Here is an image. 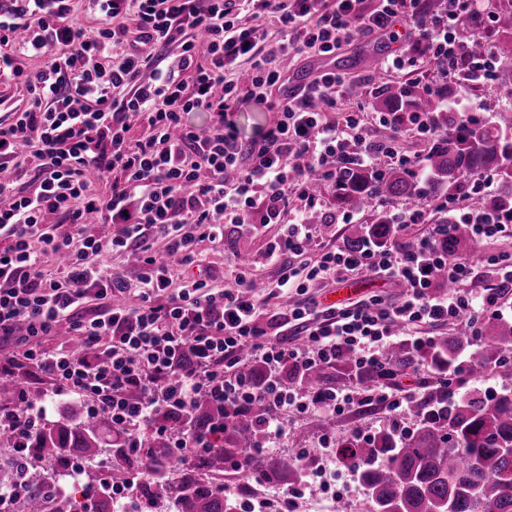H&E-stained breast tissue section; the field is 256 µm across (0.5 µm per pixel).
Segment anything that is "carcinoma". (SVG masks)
I'll use <instances>...</instances> for the list:
<instances>
[{
	"label": "carcinoma",
	"instance_id": "1",
	"mask_svg": "<svg viewBox=\"0 0 512 512\" xmlns=\"http://www.w3.org/2000/svg\"><path fill=\"white\" fill-rule=\"evenodd\" d=\"M498 35L494 43L497 55L507 65L499 72L497 84L512 83V9L502 11L497 20ZM376 109L382 112H436L442 102L423 94L415 86L386 84L376 98ZM425 166L430 195L439 197L457 189L464 176L494 170L508 192L489 198H478L475 204L484 209L512 210V114L500 113L495 124H484L466 134H450L428 145ZM418 182L405 168L392 167L378 179L368 170L347 174L337 188V205L365 210L373 198H395L417 195ZM368 234L387 241L393 234L386 214L373 216L371 226L355 228L347 240L354 248ZM470 228L466 224L453 227L446 242L452 254L470 244ZM467 336L460 330L441 337L435 347L418 353V359L451 364L455 361ZM512 352V326L489 321L484 326L478 350L471 354L468 369L478 376L489 368L512 379V362L500 361ZM410 360L403 345L391 349L385 375L394 367ZM17 381L0 376V408L15 407ZM223 418L203 387L195 399V409L181 418L183 428L204 432L209 424ZM112 431V420L105 414L87 416L69 412L62 419L40 425L32 433L28 446L32 462L10 467L0 484L19 481L27 488L17 512H48L49 503L59 499V512H112L111 496H100L93 510H88L87 495L57 497L48 488L54 470L63 468L73 458L85 462L106 459L112 480L121 482L136 464L167 469L170 463L169 441L152 432L141 436L149 449L148 459L131 456L118 442L106 440ZM265 439L262 431L229 429L213 446L200 453L195 462L182 470L179 478H150L143 496L147 503L165 501L172 512H229L224 495L213 476L224 473V465L258 447ZM342 455L359 463L358 479L366 490L363 512H512V396L485 398L477 392L461 397L448 410V421L419 426L407 437L394 431L381 430L370 441L353 439L341 445ZM267 482L298 481L302 472L293 458H282L262 466Z\"/></svg>",
	"mask_w": 512,
	"mask_h": 512
}]
</instances>
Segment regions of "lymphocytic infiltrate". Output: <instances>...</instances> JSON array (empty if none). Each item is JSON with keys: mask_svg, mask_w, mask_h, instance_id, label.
I'll return each instance as SVG.
<instances>
[{"mask_svg": "<svg viewBox=\"0 0 512 512\" xmlns=\"http://www.w3.org/2000/svg\"><path fill=\"white\" fill-rule=\"evenodd\" d=\"M490 0H445L437 15L423 0H89L98 23L77 24L76 0H9L0 6V72L23 79L27 104L0 121V172L29 165L35 190L0 179V374L32 366L74 396L91 415L107 414L130 453L146 456L139 436L159 430L174 458L190 462L214 435L157 428L159 412L191 413L200 388L223 407V427L263 407L267 443L287 436L285 413L333 418L373 404L390 414L399 436L413 431V386H381L385 351L395 343L411 353L433 346L435 329L462 326L480 341L485 321L504 317L512 291V253L486 251L495 274L489 287L467 288L470 265L443 245L453 225L471 228V244L485 248L512 224V211L474 206V197L499 190L494 171L471 176L466 194L434 200L423 195L408 211L389 213L397 228L427 225L426 233L353 249L325 245L305 214L325 207L346 168L383 173L401 166L424 175L419 159L398 153L395 138L412 133L425 142L450 129L433 112H381L391 138L364 137L365 114L334 119L351 81L326 70L297 88L286 83L285 62L303 54L332 56L356 33H393L405 26L409 44L387 58L389 71L436 63L423 93L444 100L462 128L483 114L469 89L495 83L503 63L476 53L457 29L482 19L478 34L494 41ZM280 36L270 39L266 21ZM176 61H169V51ZM38 59L27 73L24 61ZM271 102L277 118L259 136L243 139L227 115L245 100ZM215 116L210 128L190 125L189 113ZM448 221L431 224L432 211ZM59 218L45 224L46 215ZM116 225L92 237L89 219ZM266 236V264L276 279L258 285L250 266L233 263L234 281L219 288L201 264L198 243L222 244L226 225ZM279 225L268 235L269 225ZM134 256L141 286L127 303V277L104 261L109 251ZM54 260L55 272L45 269ZM186 277L170 285L171 271ZM444 270L448 292L435 291ZM385 279L401 287L393 300L373 294L328 304L310 294L324 277ZM68 323L72 343L43 348ZM351 357L353 384L307 388L312 370L335 368ZM257 364L261 378L245 374ZM415 382L434 380L436 393L421 412L432 422L470 381L464 361L443 370L409 364ZM20 410L0 411L15 463L29 459L26 436L44 419L45 406L19 390ZM304 480L285 490L240 501L241 512H297L311 485L327 486L326 469L312 466L309 449L295 451Z\"/></svg>", "mask_w": 512, "mask_h": 512, "instance_id": "1", "label": "lymphocytic infiltrate"}]
</instances>
